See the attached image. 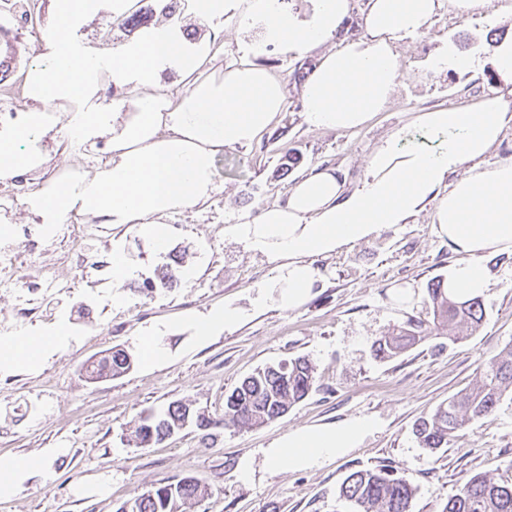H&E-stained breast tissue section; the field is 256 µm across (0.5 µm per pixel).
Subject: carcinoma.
I'll list each match as a JSON object with an SVG mask.
<instances>
[{"label":"carcinoma","instance_id":"cac0c4a2","mask_svg":"<svg viewBox=\"0 0 512 512\" xmlns=\"http://www.w3.org/2000/svg\"><path fill=\"white\" fill-rule=\"evenodd\" d=\"M428 297L432 325L425 327L423 322L409 319L391 334L376 339L372 348L377 359L392 360L434 333H452L460 326L475 330L480 326L483 310L479 299L451 296L442 280L431 284ZM129 357L121 349L114 350L107 363H91L88 376L120 375L130 369ZM313 385L314 369L304 357L258 368L226 396L224 417L212 418L186 403H174L158 414L140 416L135 441L141 446L159 443L171 437V432H180L186 421L199 430L222 425H261L284 415L308 396ZM509 391L512 392V345L484 364L482 376L473 387L418 421L415 435L419 443L432 450L448 447V441L458 436L469 420L490 413ZM414 494V486L396 476L389 466L356 470L345 478L339 490L340 498L350 502L354 512H411ZM205 495L206 490L191 477L164 481L133 497L130 512H185V505ZM442 512H512V483H497L475 474L448 497Z\"/></svg>","mask_w":512,"mask_h":512}]
</instances>
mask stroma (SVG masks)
<instances>
[{"label":"stroma","mask_w":512,"mask_h":512,"mask_svg":"<svg viewBox=\"0 0 512 512\" xmlns=\"http://www.w3.org/2000/svg\"><path fill=\"white\" fill-rule=\"evenodd\" d=\"M40 23L0 27V113H23L32 103L15 76L42 58L41 39L51 20L50 0H39ZM179 0L176 15L192 41L218 35L224 54L210 70L238 56L239 45L258 39L260 27L238 33L233 22H197ZM138 30L112 15L110 0L66 32L80 50L118 48ZM512 38V0H491L467 19L441 9L429 32L399 42L402 76L392 103L362 128L333 131L309 125L302 87L314 60L267 47L262 63L282 79L285 110L251 146L225 147L215 162L217 190L206 209H179L165 223L170 240L158 252L138 227L103 230L72 246L45 243L40 219L14 200L16 183L0 184V228L11 231L7 247L17 255V287L0 288V326L11 334L47 336L64 330L66 342L37 362H0V456L43 460L14 494L0 496V512H116L118 506L161 480L197 479L207 496L187 512H351L338 498L344 479L358 469L390 466L415 487L413 512H442L457 485L480 473L512 481V394L488 415L468 423L460 437L432 451L419 445L413 428L448 398L469 388L484 363L512 345V254L486 257L490 285L481 297V327L456 342L434 336L390 361L376 359L373 341L407 317L425 318L430 283L445 278L458 257L435 231L426 209L397 226L385 225L370 240L314 258L317 281L309 299L292 311L273 301L258 304L257 287L271 283L272 265L245 244L226 237L225 225L243 212L258 214L284 200L296 179L316 165L339 170L347 185L364 175L368 154L414 113L434 107L472 105L491 96L512 100V78L499 75L489 58L496 43ZM482 59L470 71L433 72L444 44ZM84 263H75L74 250ZM188 257L170 288L144 290L157 269L178 251ZM128 265L122 287L112 285V254ZM52 275L58 291L38 288ZM413 296L401 300L399 291ZM37 297L33 316L20 317L21 294ZM241 308L243 320L209 344L190 347L185 317L224 305ZM160 335L168 356L154 369L134 363L126 373L93 383L86 366L113 347L134 350L139 336ZM303 356L315 368L313 391L278 419L251 428L216 430L202 439L187 427L162 444L136 446L139 417L182 401L222 414L224 398L256 368ZM58 377L44 387L45 375ZM366 417L375 428L359 448L320 468L271 469L263 451L289 431ZM253 471L241 477L242 458Z\"/></svg>","instance_id":"1"}]
</instances>
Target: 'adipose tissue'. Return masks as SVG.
I'll list each match as a JSON object with an SVG mask.
<instances>
[{
    "instance_id": "obj_1",
    "label": "adipose tissue",
    "mask_w": 512,
    "mask_h": 512,
    "mask_svg": "<svg viewBox=\"0 0 512 512\" xmlns=\"http://www.w3.org/2000/svg\"><path fill=\"white\" fill-rule=\"evenodd\" d=\"M100 0H52L55 22L44 30L52 45L47 59L22 70L24 97L37 107L20 125L0 129V183L42 168L48 152L42 136L61 126L65 144L108 142L92 173L52 180L23 197L40 218L42 234L53 238L73 215L120 226L137 225L156 250L169 244L165 216L180 208H206L216 190L215 160L225 147L248 145L277 122L285 103L282 80L252 57L267 46L297 56L317 52L302 91L310 124L332 130L364 125L392 100L401 64L398 40L423 35L442 4L456 15L481 11L487 0H367L364 37L328 51L349 17L352 0H312L308 13L286 10L283 0H188L189 15L209 21L234 11L240 28L261 24L259 41L244 44L238 62L221 78L200 73L222 54L214 40L188 44L182 26L167 22L145 29L116 50L76 52L64 37L76 21L95 12ZM167 65L185 85H159ZM128 87L127 101L94 103L102 78ZM420 141L405 130L391 133L371 152L365 175L354 188L330 167L302 175L284 201L259 215L242 213L224 233L273 264L276 282L259 289L281 309L293 310L314 285L313 258L335 253L375 234L382 225L404 224L432 208L436 231L460 262L448 271L449 293L482 296L488 274L480 259L512 254V162L487 158L512 126V101L497 96L472 106L435 108L412 119ZM240 314L227 306L186 324L202 345L233 328ZM63 332L49 337L0 339V359L13 364L35 360L62 345ZM372 420L357 417L331 426L288 432L264 461L274 469L319 468L359 447L372 433Z\"/></svg>"
}]
</instances>
